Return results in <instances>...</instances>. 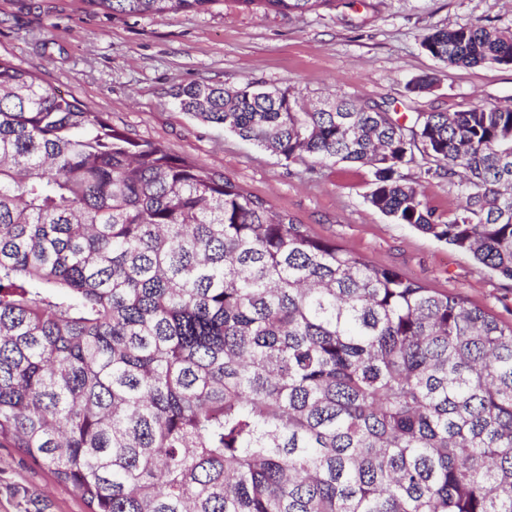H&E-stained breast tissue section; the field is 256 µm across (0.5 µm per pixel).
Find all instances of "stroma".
<instances>
[{
  "label": "stroma",
  "instance_id": "obj_1",
  "mask_svg": "<svg viewBox=\"0 0 512 512\" xmlns=\"http://www.w3.org/2000/svg\"><path fill=\"white\" fill-rule=\"evenodd\" d=\"M491 21L512 32V0H337L302 15L242 9L219 0L197 13L115 16L89 0H0V58L34 74L89 110L108 113L131 137L232 178L315 237L392 268L428 288L456 294L512 324V280L469 252L367 201L369 168L288 162L183 112L179 87L237 88L252 82L316 101L345 96L398 113L512 106V66L444 67L421 47L432 27ZM430 74L432 90L407 89ZM404 173L427 204L450 216L462 197L446 176ZM0 512H87L72 486L16 448L0 447Z\"/></svg>",
  "mask_w": 512,
  "mask_h": 512
}]
</instances>
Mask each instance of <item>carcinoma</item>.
<instances>
[{"instance_id":"obj_1","label":"carcinoma","mask_w":512,"mask_h":512,"mask_svg":"<svg viewBox=\"0 0 512 512\" xmlns=\"http://www.w3.org/2000/svg\"><path fill=\"white\" fill-rule=\"evenodd\" d=\"M89 2L161 16L216 0ZM421 45L445 66L512 65V35L479 22ZM175 97L285 161L370 168L372 207L512 280V107L404 125L250 82ZM410 164L461 188L448 219ZM0 447L88 512H512V326L0 59Z\"/></svg>"}]
</instances>
